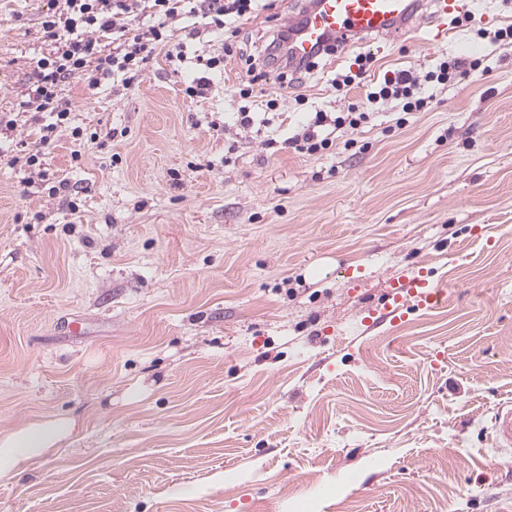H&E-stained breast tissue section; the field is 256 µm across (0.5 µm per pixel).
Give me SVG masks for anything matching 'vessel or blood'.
<instances>
[{
	"label": "vessel or blood",
	"mask_w": 512,
	"mask_h": 512,
	"mask_svg": "<svg viewBox=\"0 0 512 512\" xmlns=\"http://www.w3.org/2000/svg\"><path fill=\"white\" fill-rule=\"evenodd\" d=\"M468 0H304L281 33L288 60L306 65L325 49L343 50L357 41L396 38L425 30L426 38L448 36V16L466 10ZM447 293L419 271H404L392 282L387 316L400 320L409 308L432 309ZM496 447H512V404L500 406L493 420Z\"/></svg>",
	"instance_id": "obj_1"
}]
</instances>
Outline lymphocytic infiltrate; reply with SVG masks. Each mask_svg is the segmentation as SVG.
I'll list each match as a JSON object with an SVG mask.
<instances>
[{"label":"lymphocytic infiltrate","instance_id":"obj_1","mask_svg":"<svg viewBox=\"0 0 512 512\" xmlns=\"http://www.w3.org/2000/svg\"><path fill=\"white\" fill-rule=\"evenodd\" d=\"M202 2L214 27L229 34L230 40L225 43L223 54L196 57V65L204 67L206 73L186 86L185 93L191 98L203 96L210 87L209 71L221 67L225 59L233 57L231 39L237 34L236 23L255 13L260 0ZM183 7L184 0H62L58 11L45 16L41 30L51 50L33 66L22 105L27 111L49 114L51 120L41 125L34 146L23 154L26 168L40 167L43 151L54 143L59 128L70 127L72 137L77 140L84 134L83 129L71 127V109L58 95L60 86L78 75L86 77L88 85L94 87L101 79L117 72L122 73L126 81H134L166 42V25L181 16ZM134 12L153 18V25L144 29L129 28L122 18ZM114 35L122 37V48L104 53L103 40ZM481 67L482 62L478 59L464 61L447 57L422 77L408 70L384 75L381 81L371 84L365 104L352 103L346 111L335 114L317 111L309 125L288 137L286 144L301 154H321L332 148L334 131L355 130L368 123L371 106L390 101L398 111L407 114L426 111L432 98L425 94L424 84L444 87L479 71Z\"/></svg>","mask_w":512,"mask_h":512}]
</instances>
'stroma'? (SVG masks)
<instances>
[{
	"instance_id": "1",
	"label": "stroma",
	"mask_w": 512,
	"mask_h": 512,
	"mask_svg": "<svg viewBox=\"0 0 512 512\" xmlns=\"http://www.w3.org/2000/svg\"><path fill=\"white\" fill-rule=\"evenodd\" d=\"M54 0H0V113L21 106ZM298 0L237 24L258 56ZM187 64L61 85L73 125L39 177L0 152V435L69 416L78 429L0 478V512H512L492 420L512 402V48L466 27L325 58L302 82L270 66L269 122L241 126L237 61L205 97L191 59L221 54L202 6L170 21ZM425 74L489 69L438 90L403 127L390 105L332 149L269 147L337 98L356 52ZM305 96L306 105L295 103ZM448 294L364 331L404 269Z\"/></svg>"
}]
</instances>
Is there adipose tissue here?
<instances>
[{
  "mask_svg": "<svg viewBox=\"0 0 512 512\" xmlns=\"http://www.w3.org/2000/svg\"><path fill=\"white\" fill-rule=\"evenodd\" d=\"M77 427L76 419L57 417L0 436V478L17 473L32 460L45 456Z\"/></svg>",
  "mask_w": 512,
  "mask_h": 512,
  "instance_id": "obj_1",
  "label": "adipose tissue"
}]
</instances>
